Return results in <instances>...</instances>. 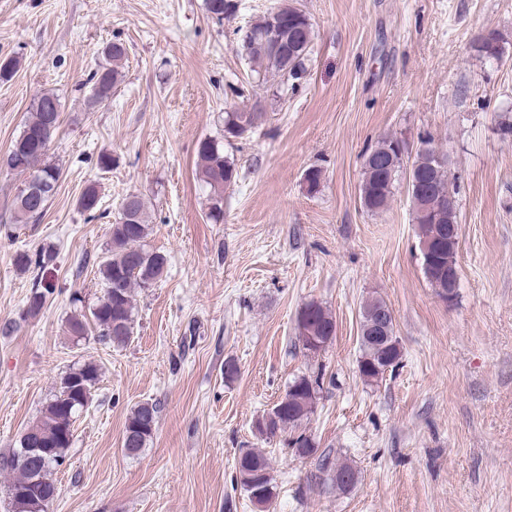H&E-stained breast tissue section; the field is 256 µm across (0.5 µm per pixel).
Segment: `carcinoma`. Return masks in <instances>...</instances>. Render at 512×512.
I'll use <instances>...</instances> for the list:
<instances>
[{"label":"carcinoma","instance_id":"carcinoma-1","mask_svg":"<svg viewBox=\"0 0 512 512\" xmlns=\"http://www.w3.org/2000/svg\"><path fill=\"white\" fill-rule=\"evenodd\" d=\"M206 9L217 22L229 21L237 12V0H206ZM284 23V47L273 53L265 44L272 12L268 11L242 33L237 51L250 64L257 82L267 77L280 78L281 84L297 87V82L308 73L314 29L310 18L300 8L282 3L276 7ZM501 37L495 32L481 38L473 46L480 55L496 57L500 51ZM106 63L93 71L87 82L92 84L88 99L95 106L112 96V90L122 77L127 60V49L114 42L104 49ZM62 103L58 95L44 92L37 96L31 113L19 135L12 141L4 159L6 167L19 175L37 181L32 195L24 196V190L15 196L14 220L20 224L37 221L46 211L55 195L60 180V170L46 161L50 145L61 125ZM266 113L259 107H235L224 112V140L243 139L252 134L265 120ZM394 137H384L368 149L371 164L364 165L360 198L364 208L371 212L384 210L392 196L398 174L390 175L376 165L378 160L389 159ZM198 169L196 177L208 190L207 217L218 223L224 220V191L236 184L240 170L233 159L224 155L221 142L206 138L197 144ZM414 162L422 172V201L412 206L419 240H430L434 245V261H424V274L430 286L439 289L436 276L439 268H448V253L456 251V243L438 237L439 230L458 225L455 192L450 186L447 166L431 167L432 160L424 154H416ZM99 194L94 186L85 189L79 198V208L85 212L96 209ZM150 234L145 201L142 195H127L120 204L118 218L112 224L110 255L99 269L104 292L98 303L88 310L76 309L66 319L67 333L78 342L97 332L99 341L114 347L129 343L134 334V290L148 288L164 274L167 258L164 254L147 248ZM54 252L47 248L32 255H19L17 263L24 269L41 273L53 264ZM51 289H36L27 301L26 313L35 317L45 307ZM304 327L297 333L299 344L304 337L314 336L329 343L336 336V320L322 304L311 301L296 315V327ZM361 357L359 372L368 382H376L385 374L384 366L395 368L401 358L399 342L394 332V318L386 301L371 297L360 307ZM102 376L99 365L85 361L66 371L57 382L46 401L40 418L21 436L17 447L0 457V470L11 475L7 491L35 487L44 497V503L33 507L19 505L18 512H48L57 494L52 472L62 465L74 440V425L80 414L92 400V392ZM319 378L302 375L293 380L285 393V407L276 419L262 426H255L259 435L270 438L287 427H296L312 412ZM158 419L157 405L149 402L136 406L126 420L121 441L122 452L129 458L139 457L152 437ZM294 453L302 458L314 456L318 448L310 437L301 433L293 438ZM27 448H44L46 452L25 457ZM240 484L250 501L268 512L277 495V486L269 476L267 458L252 449L244 450L237 459ZM319 473L325 482L339 490L354 485L356 471L346 463H332L329 455H321Z\"/></svg>","mask_w":512,"mask_h":512}]
</instances>
